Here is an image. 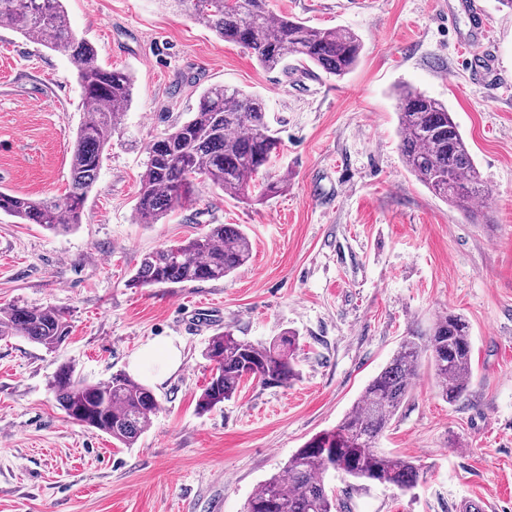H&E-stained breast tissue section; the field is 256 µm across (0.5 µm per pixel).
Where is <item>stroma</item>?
<instances>
[{"label": "stroma", "instance_id": "stroma-1", "mask_svg": "<svg viewBox=\"0 0 512 512\" xmlns=\"http://www.w3.org/2000/svg\"><path fill=\"white\" fill-rule=\"evenodd\" d=\"M456 2L267 0L273 14L359 36L360 60L339 79L263 69L170 0H66L72 30L104 66L132 75L134 97L76 229L0 214V305L71 315L57 351L0 340V512H242L298 448L336 426L402 336L448 312L470 327L468 394L448 404L421 369L378 442L419 466L417 487L327 483L346 512H459L478 497L512 512V9L484 0L489 36L463 53L468 17L448 22ZM486 52L492 82L463 60ZM211 85L265 101L280 141L269 171L287 174V191L247 202L204 182L160 223H136L145 145ZM401 87L442 101L459 124L489 189L477 221L404 165ZM87 110L65 55L0 27L1 190L64 196ZM210 224L249 235L247 265L219 281L130 285L145 254ZM227 328L256 343L296 336L298 376L283 387L244 381L202 413L203 350ZM152 340L173 341L183 361L154 386L159 408L133 447L66 417L48 388L60 364L104 381Z\"/></svg>", "mask_w": 512, "mask_h": 512}]
</instances>
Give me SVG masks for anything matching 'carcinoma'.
<instances>
[{"label": "carcinoma", "mask_w": 512, "mask_h": 512, "mask_svg": "<svg viewBox=\"0 0 512 512\" xmlns=\"http://www.w3.org/2000/svg\"><path fill=\"white\" fill-rule=\"evenodd\" d=\"M220 39L250 50L268 70L288 69V58L334 77L349 74L363 45L346 28H316L275 16L266 0H172ZM27 41L63 53L92 111L77 131L71 155V189L59 199H32L0 191V213L18 224H39L48 231L81 224L87 196L103 152L121 133L131 104V75L98 62L94 45L77 36L64 0H0V22ZM400 152L407 169L434 195L469 212L487 189L448 106L406 87L397 90ZM279 141L271 133L262 99L224 85L203 89L190 119L146 147L135 205L138 224H156L195 194L203 180L224 192L247 197L260 188L269 197L288 189V175L273 176L267 166ZM252 255L248 235L231 224H212L202 235L165 245L142 259L132 284L182 285L219 281L245 266ZM66 312L56 307H0V339L21 336L48 351L68 338ZM296 337L269 344L244 340L230 330L211 336L203 356L213 364L210 381L197 400L208 412L231 399L247 379L263 386H285L298 375ZM432 370L435 387L450 404L469 390L472 341L465 319L436 318L427 333L410 331L390 361L364 387L353 409L331 430L310 440L289 459L284 474L261 484L244 512H342L329 493L326 476L337 473L360 483L390 484L411 490L420 469L413 461L377 448L402 403L410 395L422 363ZM50 389L71 420L131 447L148 430L159 404L153 391L124 372L90 383L63 364Z\"/></svg>", "instance_id": "carcinoma-1"}]
</instances>
